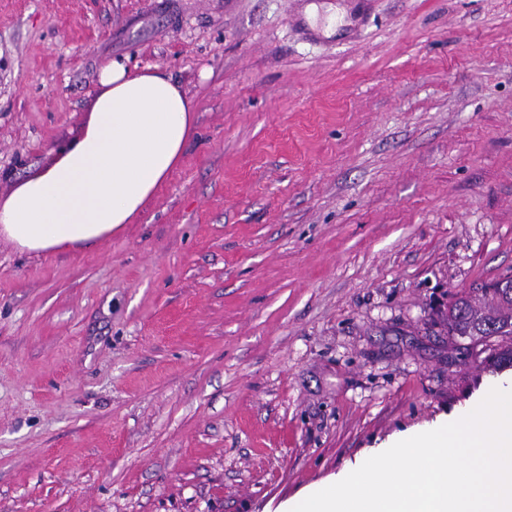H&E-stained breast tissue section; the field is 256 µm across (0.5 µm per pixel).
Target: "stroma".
<instances>
[{"label":"stroma","mask_w":512,"mask_h":512,"mask_svg":"<svg viewBox=\"0 0 512 512\" xmlns=\"http://www.w3.org/2000/svg\"><path fill=\"white\" fill-rule=\"evenodd\" d=\"M111 60L195 130L111 238L0 237V512H275L512 378L445 323L512 277V0H0V198Z\"/></svg>","instance_id":"35a3bbf8"}]
</instances>
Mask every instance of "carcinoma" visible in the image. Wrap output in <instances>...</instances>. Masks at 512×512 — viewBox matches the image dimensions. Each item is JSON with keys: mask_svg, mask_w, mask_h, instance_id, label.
Here are the masks:
<instances>
[{"mask_svg": "<svg viewBox=\"0 0 512 512\" xmlns=\"http://www.w3.org/2000/svg\"><path fill=\"white\" fill-rule=\"evenodd\" d=\"M448 334L487 342L494 337H512V279L496 281L472 292L457 293L448 302ZM500 371L512 366V346L489 358Z\"/></svg>", "mask_w": 512, "mask_h": 512, "instance_id": "carcinoma-1", "label": "carcinoma"}]
</instances>
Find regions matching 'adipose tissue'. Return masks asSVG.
I'll list each match as a JSON object with an SVG mask.
<instances>
[{"instance_id":"1","label":"adipose tissue","mask_w":512,"mask_h":512,"mask_svg":"<svg viewBox=\"0 0 512 512\" xmlns=\"http://www.w3.org/2000/svg\"><path fill=\"white\" fill-rule=\"evenodd\" d=\"M74 138L0 200V236L20 252L89 247L120 232L179 166L193 107L157 70L105 63Z\"/></svg>"}]
</instances>
